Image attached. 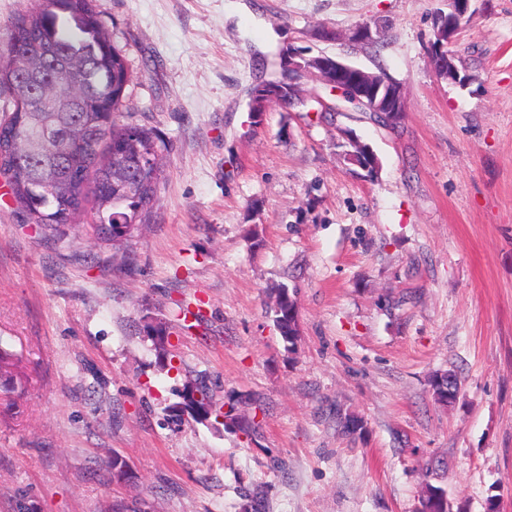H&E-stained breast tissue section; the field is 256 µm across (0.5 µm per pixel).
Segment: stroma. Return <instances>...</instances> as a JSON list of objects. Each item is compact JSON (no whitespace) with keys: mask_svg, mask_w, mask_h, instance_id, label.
Listing matches in <instances>:
<instances>
[{"mask_svg":"<svg viewBox=\"0 0 512 512\" xmlns=\"http://www.w3.org/2000/svg\"><path fill=\"white\" fill-rule=\"evenodd\" d=\"M96 5L132 121L168 143L165 177L122 269L93 235L40 239L0 177V349L16 363L0 375V512H242L255 493L266 512H417L428 483L454 512H512V0H476L453 38L463 85L427 58L448 0ZM365 23L378 49L350 41ZM288 47L400 82V127L350 108L252 117L257 54ZM344 130L377 153L374 179L342 160ZM281 285L291 352L270 313ZM443 371L461 384L450 405L432 396ZM201 384L221 412L197 421L183 394ZM270 311L273 313L275 326L287 344V350H293L298 337V307L294 292L290 294L287 286L277 288L275 302Z\"/></svg>","mask_w":512,"mask_h":512,"instance_id":"obj_1","label":"stroma"}]
</instances>
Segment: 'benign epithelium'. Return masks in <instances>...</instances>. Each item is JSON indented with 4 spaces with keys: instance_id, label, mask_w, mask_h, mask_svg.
Segmentation results:
<instances>
[{
    "instance_id": "benign-epithelium-1",
    "label": "benign epithelium",
    "mask_w": 512,
    "mask_h": 512,
    "mask_svg": "<svg viewBox=\"0 0 512 512\" xmlns=\"http://www.w3.org/2000/svg\"><path fill=\"white\" fill-rule=\"evenodd\" d=\"M473 0H448V13H441L434 24L440 41L437 47H429V62L436 76L440 79H453L455 57L447 51L448 44L454 37L456 22L473 14ZM380 37V32L372 30L368 25L357 26L352 34V42L364 45L374 42ZM442 59L435 64L436 59ZM288 71L304 77L313 75L324 84L330 86L336 83H346L354 89V93L369 102L370 112L379 115L386 122H392L406 112L403 88L397 81L391 80L382 73L370 72L357 66L326 55L306 57L293 50L286 53ZM358 152L352 156L354 164L374 177L378 172L379 160L371 147L356 142Z\"/></svg>"
}]
</instances>
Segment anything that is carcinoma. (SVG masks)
I'll list each match as a JSON object with an SVG mask.
<instances>
[{
  "instance_id": "obj_1",
  "label": "carcinoma",
  "mask_w": 512,
  "mask_h": 512,
  "mask_svg": "<svg viewBox=\"0 0 512 512\" xmlns=\"http://www.w3.org/2000/svg\"><path fill=\"white\" fill-rule=\"evenodd\" d=\"M28 40L38 42L45 61L36 76L19 80L14 76L13 48ZM278 67V76L255 89L251 111L261 112L274 99L288 97L298 99L294 109L307 111L311 100L300 99V78L288 76L284 62ZM129 81L123 51L111 40L95 0H46L10 23L0 44V93L9 92L13 102L23 101L27 110L12 111L0 120V175L23 223L60 240L67 229L79 230L89 213L90 228L98 234L106 211L133 224L147 222L164 179V165L148 167L146 156L155 147L166 151L168 145L154 128L125 119ZM45 84L66 88L46 93ZM17 126L31 136L48 128L66 139L74 154L37 152L17 166L6 137ZM270 311L287 350H293L298 307L288 287L276 289ZM431 387L442 405L455 402L459 394L457 377L450 372L434 375ZM184 399L194 419L209 416L207 408L213 404L207 388H192Z\"/></svg>"
}]
</instances>
